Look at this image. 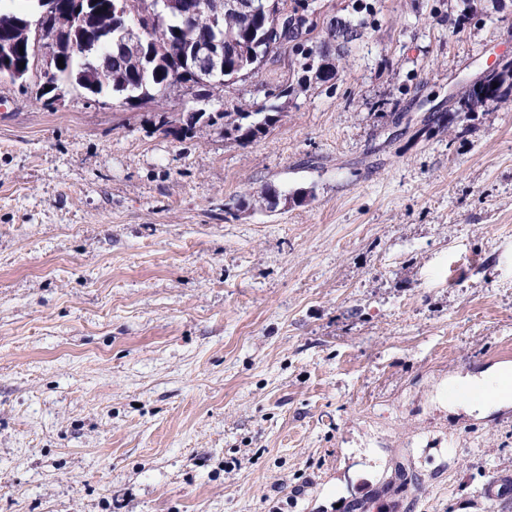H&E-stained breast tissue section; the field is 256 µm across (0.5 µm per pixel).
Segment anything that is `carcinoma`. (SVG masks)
Here are the masks:
<instances>
[{"instance_id":"1","label":"carcinoma","mask_w":512,"mask_h":512,"mask_svg":"<svg viewBox=\"0 0 512 512\" xmlns=\"http://www.w3.org/2000/svg\"><path fill=\"white\" fill-rule=\"evenodd\" d=\"M108 0H93L89 7L95 23L108 36L107 44L99 51L81 56V32L69 24L67 18L56 16L48 19L57 41L63 47V66L56 68L58 79L80 82L84 73L94 70L97 76L91 94L99 95L112 92V96L122 103L129 104L131 99L154 100L167 88L180 83L188 87H197L203 91L215 88H226L232 85V75L247 72L258 73L273 53L270 47H262L259 56L251 59L244 55L224 59V66L229 72L218 78L206 71L183 74L178 81L170 80L172 72L179 68L176 60L161 54L158 48L167 44L187 46L190 33L181 30L178 19L170 12L155 10L157 0H133V6L147 18L149 27L144 35L143 56L125 51L118 42L117 33L112 29V16L104 9ZM199 13L196 19V30L207 31L219 37L234 36L241 41H255L265 30L278 24L279 9L264 12L260 17L246 22L239 14L224 11V22L220 26L212 25L206 8V0H196ZM377 14L376 4L364 0L352 6V12L346 18H330L326 29L335 38L342 39L343 53L350 52L352 46L360 41ZM292 49L297 56L293 79L278 92H273L260 105L237 107L234 112H182L177 119H170L165 114L158 115V123L164 132L183 138L196 134L200 128L218 129L224 132V138L239 143H248L266 135L281 120L286 103L282 99L291 97L299 91L313 85L328 83L336 78V64L328 60L324 50H315L307 44L289 38ZM512 102V62L498 66L484 82L465 90L454 102L456 112H476L478 109L490 111L489 104H506Z\"/></svg>"}]
</instances>
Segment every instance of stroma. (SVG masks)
Segmentation results:
<instances>
[{"mask_svg": "<svg viewBox=\"0 0 512 512\" xmlns=\"http://www.w3.org/2000/svg\"><path fill=\"white\" fill-rule=\"evenodd\" d=\"M378 8L246 144L157 115L264 102L290 50L130 105L0 82V512H512V402H466L512 368V105L449 109L512 0Z\"/></svg>", "mask_w": 512, "mask_h": 512, "instance_id": "obj_1", "label": "stroma"}]
</instances>
